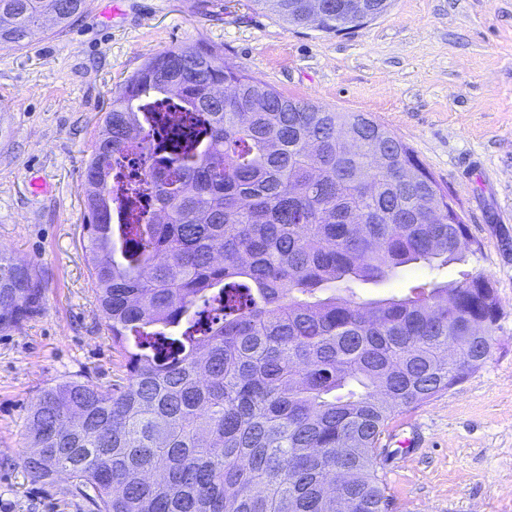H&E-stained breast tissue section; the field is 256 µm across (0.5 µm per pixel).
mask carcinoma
Returning <instances> with one entry per match:
<instances>
[{
    "instance_id": "cac0c4a2",
    "label": "carcinoma",
    "mask_w": 512,
    "mask_h": 512,
    "mask_svg": "<svg viewBox=\"0 0 512 512\" xmlns=\"http://www.w3.org/2000/svg\"><path fill=\"white\" fill-rule=\"evenodd\" d=\"M291 24L308 0H273ZM322 32L350 29L346 0H323ZM85 0H0V50L46 15L65 28ZM176 93L203 117L119 192L114 161L158 127L148 102ZM372 128L346 147L336 131ZM414 150L381 123L286 97L207 44L150 58L112 96L85 171L90 277L125 377L70 379L27 416L32 481L64 472L94 512H336L328 477L348 478L344 512H387L380 437L402 410L462 382L441 356L473 361L499 328L491 279L465 273L412 293L354 301L411 264L463 261L464 218ZM33 269L0 250V331L31 316Z\"/></svg>"
}]
</instances>
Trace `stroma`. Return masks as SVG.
I'll return each instance as SVG.
<instances>
[{"label": "stroma", "instance_id": "35a3bbf8", "mask_svg": "<svg viewBox=\"0 0 512 512\" xmlns=\"http://www.w3.org/2000/svg\"><path fill=\"white\" fill-rule=\"evenodd\" d=\"M199 43L284 96L371 116L448 188L480 252L356 296L480 272L502 309L497 342L462 383L395 417L380 476L388 512H512V0H393L339 35L289 25L255 0H86L69 27L46 19L26 46L0 52V250L41 283L34 314L0 332V512H91L68 475L35 482L24 467L41 390L124 375L91 290L85 162L123 81L167 48ZM35 175L50 193L30 194ZM406 434L413 448L396 452Z\"/></svg>", "mask_w": 512, "mask_h": 512}]
</instances>
